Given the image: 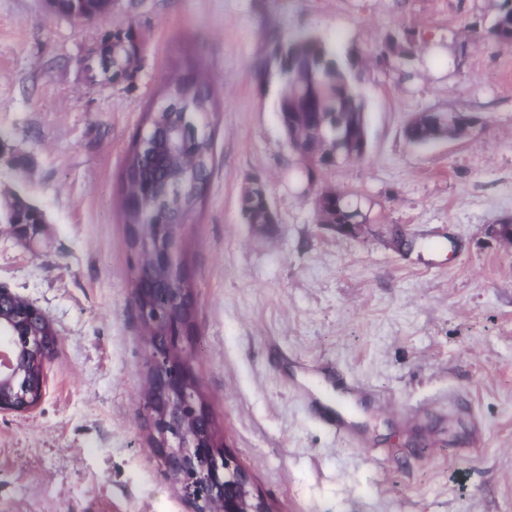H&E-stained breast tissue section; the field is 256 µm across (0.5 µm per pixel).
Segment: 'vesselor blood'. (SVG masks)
<instances>
[{"label":"vessel or blood","mask_w":512,"mask_h":512,"mask_svg":"<svg viewBox=\"0 0 512 512\" xmlns=\"http://www.w3.org/2000/svg\"><path fill=\"white\" fill-rule=\"evenodd\" d=\"M294 394L309 415L332 435L359 447L371 441L357 423L363 401L378 409L389 407L391 399L375 392L367 383L346 375L337 365L321 362L307 383L294 386Z\"/></svg>","instance_id":"vessel-or-blood-1"}]
</instances>
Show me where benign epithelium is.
<instances>
[{
  "label": "benign epithelium",
  "mask_w": 512,
  "mask_h": 512,
  "mask_svg": "<svg viewBox=\"0 0 512 512\" xmlns=\"http://www.w3.org/2000/svg\"><path fill=\"white\" fill-rule=\"evenodd\" d=\"M102 70H123L126 57L118 50L105 53L98 50L97 58L88 60ZM284 131H293L287 136L294 144L310 137L314 143L328 146L320 153L311 150L302 153L299 161L304 167L316 169L320 159L327 161L349 160L352 153L341 150L343 141L355 140L364 145L365 135L349 130L337 115L328 121L311 120L299 125L294 113H281ZM470 122L459 113L440 115L423 112L416 116L407 128L409 138L417 145H426L441 138L462 139L469 134ZM201 127L185 122L177 129L175 142L184 148L196 138ZM263 192L260 181H253L244 191L243 210L249 224L266 223L265 216L272 212L269 201L264 209L255 210L250 202ZM170 188L160 191L155 203L146 206V223L131 229L139 234L146 231L158 237L168 238L165 247L155 251L144 261L141 254L134 255V265L139 267L136 284V303L139 318L147 335L149 353L146 363L147 400L146 424L151 434L153 447L157 448L165 464V474L180 487L184 496L192 502L195 512H276L272 504L254 487L248 472L243 470L230 449L217 434L214 420L203 396L190 383L195 376L186 350L191 342L192 329L168 320L169 313L157 304L161 288V276L177 263L178 243L181 233L170 231L166 218L171 216L161 201L169 197ZM31 209L21 200L11 211L10 224L20 235L37 232V224H21L19 220ZM317 221L340 233L359 236L371 231L367 221H344L339 208L335 207L323 189L315 191ZM22 310L36 324L47 321L38 307L5 289L0 290V326L7 335L0 338V411H20L14 403L15 378L22 366L23 356L35 354L41 345V336L25 335L17 338L23 324L14 315Z\"/></svg>",
  "instance_id": "obj_1"
}]
</instances>
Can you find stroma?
<instances>
[{
    "label": "stroma",
    "mask_w": 512,
    "mask_h": 512,
    "mask_svg": "<svg viewBox=\"0 0 512 512\" xmlns=\"http://www.w3.org/2000/svg\"><path fill=\"white\" fill-rule=\"evenodd\" d=\"M502 0H114L90 23L47 0H0V213L38 207L37 244L0 221V287L59 338L40 402L0 413V512H193L145 421L148 345L120 208L128 147L163 82L192 55L216 88L213 167L179 243L195 294L189 357L218 433L278 512H512V44L467 41ZM134 29L128 80L88 71L107 33ZM310 32L344 57L390 37L409 53L359 68L364 159L319 185L356 193L371 232L318 224L280 126L271 37ZM423 112L473 118L466 138L411 143ZM265 184L272 224L246 223ZM413 237L395 249L388 230ZM329 359L395 410L363 406L375 452L321 429L292 396ZM431 409L405 433L400 414ZM482 446L466 451L469 418ZM258 193H263V186L259 180L253 181L244 191L243 194V210L246 222L249 224H267L265 215L272 212L268 198L264 193V209L255 210L250 206V202Z\"/></svg>",
    "instance_id": "obj_1"
}]
</instances>
